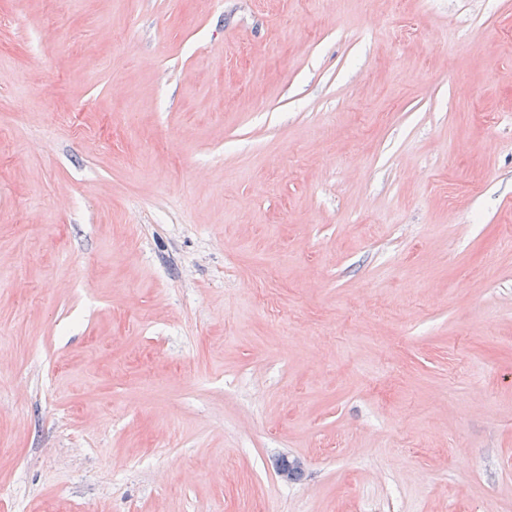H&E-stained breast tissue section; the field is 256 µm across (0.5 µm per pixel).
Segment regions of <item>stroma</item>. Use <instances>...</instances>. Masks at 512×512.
Wrapping results in <instances>:
<instances>
[{
  "instance_id": "35a3bbf8",
  "label": "stroma",
  "mask_w": 512,
  "mask_h": 512,
  "mask_svg": "<svg viewBox=\"0 0 512 512\" xmlns=\"http://www.w3.org/2000/svg\"><path fill=\"white\" fill-rule=\"evenodd\" d=\"M366 505L512 512V0H0V512Z\"/></svg>"
}]
</instances>
